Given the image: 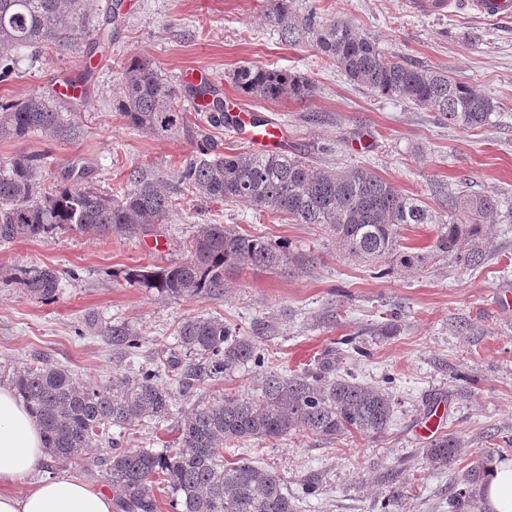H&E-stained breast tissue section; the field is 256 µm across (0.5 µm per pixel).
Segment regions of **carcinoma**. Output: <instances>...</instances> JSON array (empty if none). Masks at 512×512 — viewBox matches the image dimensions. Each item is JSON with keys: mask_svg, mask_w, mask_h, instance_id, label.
<instances>
[{"mask_svg": "<svg viewBox=\"0 0 512 512\" xmlns=\"http://www.w3.org/2000/svg\"><path fill=\"white\" fill-rule=\"evenodd\" d=\"M88 0H0V47L20 52L53 45L73 47L82 35ZM267 17L284 40L311 36L320 54L357 85L388 98L408 101L448 119L463 129L488 124L499 105L446 73L408 65L385 53L349 20H321L309 13L298 17L289 0H269ZM233 83L243 94L274 101L288 94L305 97L311 85L301 77L262 65H243ZM122 95L113 103L125 125L156 137L179 135L194 146L170 178L151 169L131 172L121 196L99 192L70 177L52 192L42 191L46 166L34 155L18 154L0 165V243L40 238L57 229L101 235H146L151 225L164 224L188 190L204 202H242L259 212L294 224H316L351 257L379 262L386 257L404 267L425 264L433 257L466 268L485 260L481 219L497 208L491 196L444 194L448 223L417 198L401 192L369 167L353 165L326 171L299 157L282 153L226 154L180 112L177 88L152 62L132 57L121 67ZM192 97L201 103L205 122L219 129L229 123L224 102L211 82L200 80ZM39 132L67 140L79 127L33 93L15 102H0V138H22ZM437 224L436 238L426 253L399 250L402 231L412 224ZM189 258L160 270L145 267L124 271L131 286L154 288L170 297L220 296L226 276L242 265L279 268L290 255L283 241L240 232L226 224H199L186 240ZM6 285L18 283L36 299L49 302L60 287V273L48 267L20 266L0 275ZM270 325L256 324L252 335L238 337L217 317L196 316L177 327L184 362L176 355L159 359L132 377L117 378L109 387L80 384L61 366L39 362L19 375L15 388L42 427L46 447L59 462L81 458L109 436L112 427L167 419L173 395L162 373L179 375L184 390L240 365L263 366L258 346ZM112 346L124 357L137 355L140 338L123 326L112 327ZM394 403L383 387L336 375L331 361L313 370L286 374L269 371L261 395L224 398L197 406L180 426L178 447L157 454L147 448H115L105 462L112 484L115 512H159L154 485L164 483L183 512H296L279 474L240 457L224 461V449L249 440H279L290 434H315L329 439L349 432L382 434L393 421ZM459 437L443 434L424 449L431 468L442 470L455 458ZM475 465L460 488L448 498V512H480L469 490L479 477Z\"/></svg>", "mask_w": 512, "mask_h": 512, "instance_id": "cac0c4a2", "label": "carcinoma"}]
</instances>
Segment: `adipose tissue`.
<instances>
[{"label":"adipose tissue","mask_w":512,"mask_h":512,"mask_svg":"<svg viewBox=\"0 0 512 512\" xmlns=\"http://www.w3.org/2000/svg\"><path fill=\"white\" fill-rule=\"evenodd\" d=\"M48 459L34 414L0 385V512H112L111 491L66 474L38 477ZM481 490L493 512H512V462L488 466Z\"/></svg>","instance_id":"1"}]
</instances>
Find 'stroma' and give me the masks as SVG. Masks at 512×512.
Here are the masks:
<instances>
[{"label":"stroma","instance_id":"35a3bbf8","mask_svg":"<svg viewBox=\"0 0 512 512\" xmlns=\"http://www.w3.org/2000/svg\"><path fill=\"white\" fill-rule=\"evenodd\" d=\"M90 2L92 17L75 48L20 52L14 73L0 81V102L39 93L71 114L80 137L0 138V163L20 153L41 155L55 176L80 166L91 187L113 194L137 167L173 175L190 143L130 129L112 107L120 67L137 56L154 62L179 89L203 78L217 82L231 113L282 125L287 154L325 170L368 166L439 214L448 190L491 194L501 205L484 220L483 267L465 269L438 257L412 269L394 265L382 278L374 263L348 257L316 225L284 224L241 203H205L190 193L147 236L58 230L0 244V273L22 265L62 273L50 302L19 285H0V384L46 362L67 368L78 382L111 385L130 367L112 349V329L120 325L140 336L144 363L160 351L180 353L175 327L183 319L218 317L244 334L265 321L273 327L260 344L267 369L302 372L339 339L353 337L367 356L344 355L337 368L388 385L395 403L381 435L300 433L241 445L240 456L283 478L298 499L297 512H382L395 486L405 490L397 512H448L456 479L477 461H512V21L478 16L464 0H453L441 15L416 11L409 0H290L294 13L347 18L386 53L447 72L499 105L488 125L464 131L439 113L353 84L308 40L282 42L267 19V0H121L122 18L114 25L106 21L111 0ZM248 63L300 74L313 91L303 100L242 96L230 76ZM88 67L94 75L80 109L58 94V83ZM200 224L288 242L291 257L274 271L239 267L218 297L174 298L124 281L127 268L187 259L182 243ZM264 371L248 364L187 392L169 381L168 419L125 431L121 447L165 452L194 406L228 392L260 395ZM439 406L440 433L458 436L461 445L451 466L432 470L418 428ZM111 452L103 443L75 462H49L38 475L65 473L106 490L103 463Z\"/></svg>","mask_w":512,"mask_h":512}]
</instances>
